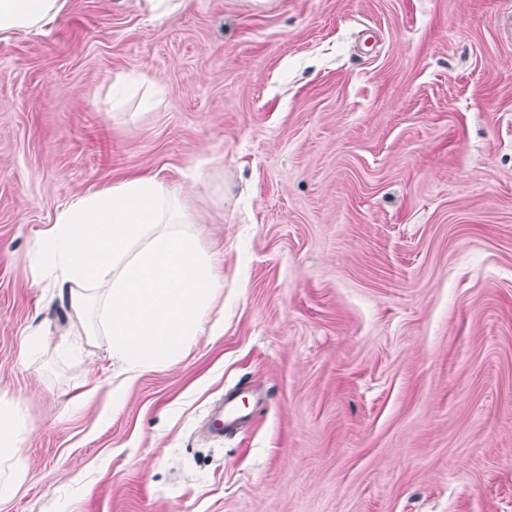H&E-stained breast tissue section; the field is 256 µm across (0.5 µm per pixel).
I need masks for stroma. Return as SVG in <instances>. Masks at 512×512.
<instances>
[{
  "label": "stroma",
  "instance_id": "obj_1",
  "mask_svg": "<svg viewBox=\"0 0 512 512\" xmlns=\"http://www.w3.org/2000/svg\"><path fill=\"white\" fill-rule=\"evenodd\" d=\"M512 0H69L0 38V512H512ZM154 82L157 110L115 76ZM129 175L181 195L224 330L127 383L30 265ZM245 385L248 420L205 423ZM186 0H144V9L151 17L165 18L178 14ZM23 442L24 430L16 420L15 404L0 395V503L9 501L23 484L17 470ZM3 469L9 471V477H3Z\"/></svg>",
  "mask_w": 512,
  "mask_h": 512
}]
</instances>
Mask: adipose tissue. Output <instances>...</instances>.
Instances as JSON below:
<instances>
[{
  "mask_svg": "<svg viewBox=\"0 0 512 512\" xmlns=\"http://www.w3.org/2000/svg\"><path fill=\"white\" fill-rule=\"evenodd\" d=\"M67 3L0 0V35L40 31ZM194 221L162 181L135 175L73 198L38 239L37 270L50 276L53 299L84 336L107 337L126 379L178 362L197 336L221 327L211 312L224 280ZM23 442L15 405L0 395V503L23 483Z\"/></svg>",
  "mask_w": 512,
  "mask_h": 512,
  "instance_id": "adipose-tissue-1",
  "label": "adipose tissue"
}]
</instances>
